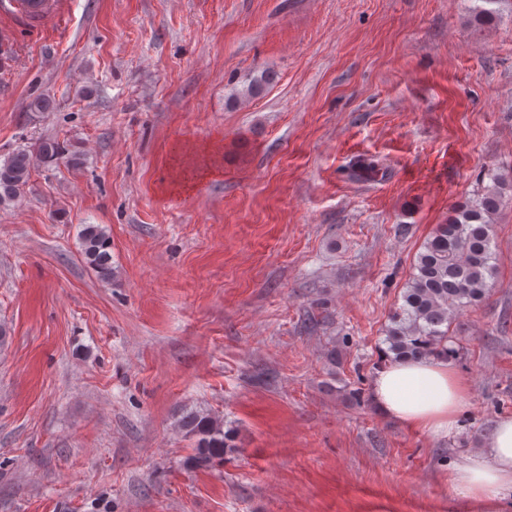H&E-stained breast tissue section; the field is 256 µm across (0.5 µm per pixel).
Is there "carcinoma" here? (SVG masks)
Returning a JSON list of instances; mask_svg holds the SVG:
<instances>
[{"label": "carcinoma", "instance_id": "1", "mask_svg": "<svg viewBox=\"0 0 512 512\" xmlns=\"http://www.w3.org/2000/svg\"><path fill=\"white\" fill-rule=\"evenodd\" d=\"M273 80L268 71L252 76L246 92L258 95ZM63 155L64 148L57 140L43 139L36 149H19L1 162L0 204L24 190L35 163H53ZM501 203V192L494 187L456 205L448 223L437 225L423 243L402 304L390 316L384 356L419 359L456 355L457 350L448 345V326L458 311L487 296L497 273L492 224ZM80 246L83 261L97 278L112 281L111 241L106 230L98 224L83 225ZM178 427L194 440L188 458L193 467L220 462L236 447L234 429H224V422L208 413L188 411Z\"/></svg>", "mask_w": 512, "mask_h": 512}]
</instances>
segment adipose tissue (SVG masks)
<instances>
[{"instance_id": "adipose-tissue-1", "label": "adipose tissue", "mask_w": 512, "mask_h": 512, "mask_svg": "<svg viewBox=\"0 0 512 512\" xmlns=\"http://www.w3.org/2000/svg\"><path fill=\"white\" fill-rule=\"evenodd\" d=\"M369 393L387 418L412 430L446 436L459 424L468 384L445 358L387 359L375 371ZM448 481L474 512H507L512 506V417L499 419L483 447L454 462Z\"/></svg>"}]
</instances>
